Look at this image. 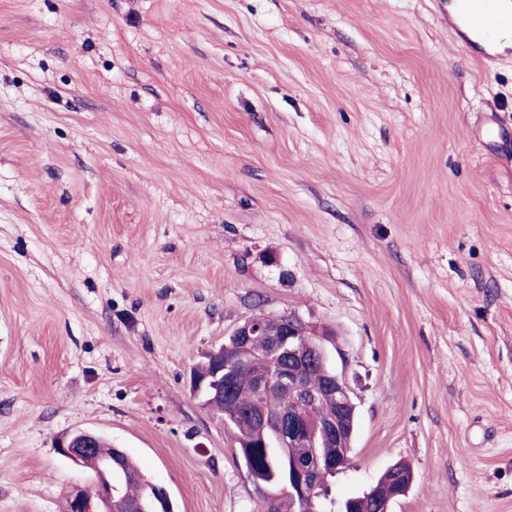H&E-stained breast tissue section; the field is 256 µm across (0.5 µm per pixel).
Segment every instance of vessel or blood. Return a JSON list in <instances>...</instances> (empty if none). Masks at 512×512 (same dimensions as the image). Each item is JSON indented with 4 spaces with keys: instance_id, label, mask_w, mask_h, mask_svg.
<instances>
[{
    "instance_id": "vessel-or-blood-1",
    "label": "vessel or blood",
    "mask_w": 512,
    "mask_h": 512,
    "mask_svg": "<svg viewBox=\"0 0 512 512\" xmlns=\"http://www.w3.org/2000/svg\"><path fill=\"white\" fill-rule=\"evenodd\" d=\"M505 26L512 27V0H459L457 14L448 18L449 32L466 44L476 45L481 60L488 63L501 56L496 43Z\"/></svg>"
}]
</instances>
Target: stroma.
<instances>
[{"instance_id":"stroma-1","label":"stroma","mask_w":512,"mask_h":512,"mask_svg":"<svg viewBox=\"0 0 512 512\" xmlns=\"http://www.w3.org/2000/svg\"><path fill=\"white\" fill-rule=\"evenodd\" d=\"M288 311L356 395L333 500L512 512V55L448 0H0V512H65L76 430L257 512L189 376ZM399 465L407 466L400 462L395 463L381 477L382 488L377 491L380 503H377L375 500V498H377V493L374 486L366 493L371 498L363 493L362 496L352 497L344 501L346 502V509L344 512H380L378 511V508L384 506L386 501L394 496L397 485L399 482L404 481V477L400 476V473L404 471V469ZM392 503V501L390 504L387 502L384 506V511H389V507H391Z\"/></svg>"}]
</instances>
